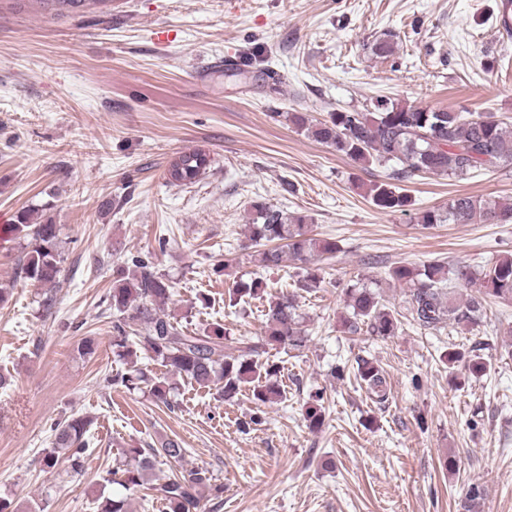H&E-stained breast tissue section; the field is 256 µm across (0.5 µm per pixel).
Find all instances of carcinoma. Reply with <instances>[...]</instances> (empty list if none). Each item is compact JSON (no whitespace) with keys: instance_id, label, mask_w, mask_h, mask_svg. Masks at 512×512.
I'll return each mask as SVG.
<instances>
[{"instance_id":"cac0c4a2","label":"carcinoma","mask_w":512,"mask_h":512,"mask_svg":"<svg viewBox=\"0 0 512 512\" xmlns=\"http://www.w3.org/2000/svg\"><path fill=\"white\" fill-rule=\"evenodd\" d=\"M42 5L54 16L79 14L91 7L111 12L112 0H30ZM288 120L314 138L335 148L336 152L356 162L390 166L388 180L370 188L375 206L403 211L411 199L393 182L412 179L420 172L443 176L460 182L483 171L512 166V129L491 116H474L445 109H423L389 98L380 97L367 112H331L328 119L312 124L303 112H291ZM210 159L199 148L182 151L166 169L167 183L187 186L206 173ZM257 221L247 225L249 241L264 246L257 251L261 266L278 268L284 259L298 263L302 271L297 288L311 293L321 285L314 261L333 256L339 245L333 239L310 234L308 218L288 214L263 204L256 206ZM417 223L433 224H508L512 223V205L458 194L448 201L446 209H427L416 213ZM23 234L27 244L21 271L24 277L41 284L56 281L64 261L61 228L51 219L38 220L34 212L24 211L12 225ZM392 281L403 285L407 297V314L394 315L380 298L364 285L353 284L346 289L347 307L351 316L343 319L347 332L366 331L370 336L395 334L401 319L424 329L434 330L448 323L462 331H472L482 322L490 300L512 303V254L499 258L491 266L474 268L450 266L434 261L422 266L399 264L389 270ZM462 281L476 286L466 298L456 296L451 282ZM172 281L158 272L153 263L139 255L129 257L117 269L109 292L108 310L112 311V354L130 365V369L113 378V384L127 390L140 385L150 386L156 401L170 406L169 378L180 376L201 388L214 389L224 400L233 399L242 388L249 387L253 413L242 422L245 429L262 421L263 407L284 398L280 382V366L268 359H259L262 346L248 345L237 356L224 354V326L212 323L194 331L165 310L171 296ZM265 288L259 281L241 282L233 291V299H264ZM298 295L286 293L268 300L264 309L266 345L295 350L305 346L307 336L301 329ZM158 361L166 372L150 379L137 366L141 358ZM467 362L468 370L478 375L487 370L486 359L479 349L467 353L448 352V364ZM356 371L370 398L379 403L388 399V385L382 371L373 362L360 358ZM89 422L80 417L54 424V448L44 459L52 468L64 455L71 467L81 466L89 441ZM182 442L167 438L159 447L143 450L129 448V458L121 472L119 484L126 489L148 483V475L162 457L176 463L182 461ZM209 471L197 468L188 476H172L162 482L148 483L154 499L166 512H191L200 506V490L211 486ZM485 496L480 482L469 484L462 508L464 512H480Z\"/></svg>"}]
</instances>
